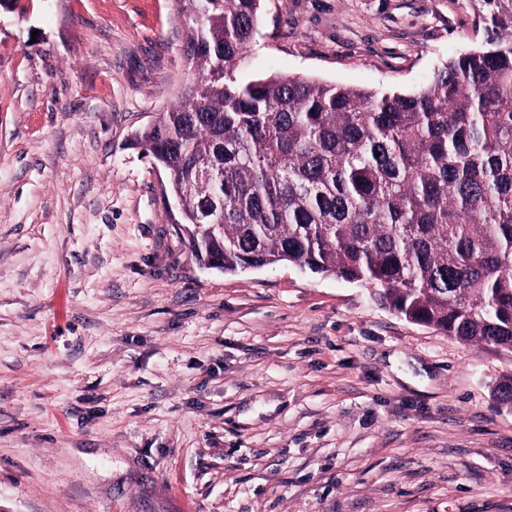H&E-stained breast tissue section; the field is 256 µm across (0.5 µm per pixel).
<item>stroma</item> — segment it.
<instances>
[{
    "label": "stroma",
    "instance_id": "obj_1",
    "mask_svg": "<svg viewBox=\"0 0 512 512\" xmlns=\"http://www.w3.org/2000/svg\"><path fill=\"white\" fill-rule=\"evenodd\" d=\"M179 0L0 7V512H512V359L367 288L204 268L132 136ZM469 0H262L245 74L418 90Z\"/></svg>",
    "mask_w": 512,
    "mask_h": 512
}]
</instances>
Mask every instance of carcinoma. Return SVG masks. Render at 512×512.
<instances>
[{
	"label": "carcinoma",
	"instance_id": "obj_1",
	"mask_svg": "<svg viewBox=\"0 0 512 512\" xmlns=\"http://www.w3.org/2000/svg\"><path fill=\"white\" fill-rule=\"evenodd\" d=\"M261 2L180 0L197 76L135 136L191 248L226 274L288 263L361 285L512 359V0H471L481 44L381 94L242 76ZM492 394L512 407V372Z\"/></svg>",
	"mask_w": 512,
	"mask_h": 512
}]
</instances>
